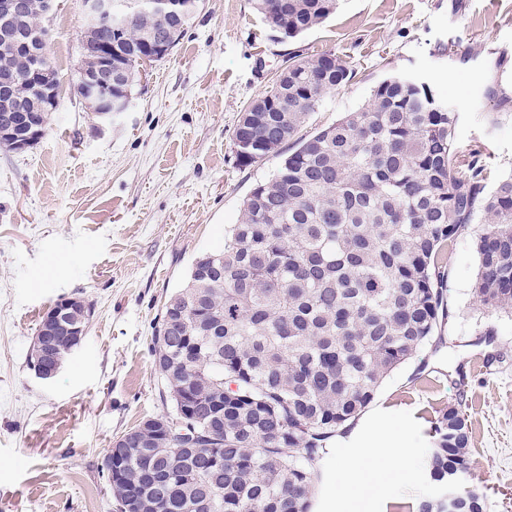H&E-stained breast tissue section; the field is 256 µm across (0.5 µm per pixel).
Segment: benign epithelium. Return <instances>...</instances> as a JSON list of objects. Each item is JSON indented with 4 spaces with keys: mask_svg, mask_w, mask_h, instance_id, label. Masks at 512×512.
I'll return each instance as SVG.
<instances>
[{
    "mask_svg": "<svg viewBox=\"0 0 512 512\" xmlns=\"http://www.w3.org/2000/svg\"><path fill=\"white\" fill-rule=\"evenodd\" d=\"M85 30L81 35V64L75 84L78 98L90 106L102 124L112 121V41L121 37L130 16L116 0H82ZM55 10V0H0V95L7 97L0 115V143L15 152L37 144L43 131L29 121L28 113L47 117L58 105L59 91L45 92L38 82L47 78L51 63L46 53L50 31L42 24ZM75 303L64 299L45 318L36 336V347L47 352L58 348V332L73 337L53 364L33 363L36 376L52 380L67 356L79 345L86 328L65 321Z\"/></svg>",
    "mask_w": 512,
    "mask_h": 512,
    "instance_id": "obj_1",
    "label": "benign epithelium"
}]
</instances>
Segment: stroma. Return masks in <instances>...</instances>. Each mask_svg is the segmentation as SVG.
I'll return each mask as SVG.
<instances>
[{"instance_id": "1", "label": "stroma", "mask_w": 512, "mask_h": 512, "mask_svg": "<svg viewBox=\"0 0 512 512\" xmlns=\"http://www.w3.org/2000/svg\"><path fill=\"white\" fill-rule=\"evenodd\" d=\"M46 25L58 107L33 148L0 149V512H117L104 458L120 436L171 410L155 329L195 257L223 246L245 197L276 166L238 165L233 134L286 54L332 52L356 71L300 136L402 73L455 109L459 154L479 151L498 177L512 173V58L495 54L512 44V0H337L293 39L271 31L253 0H199L178 45L105 125L74 92L80 0H57ZM478 265L470 228L448 259L447 318L330 440L310 512H417L440 492L426 459L440 411L455 403L472 428L464 489H479L485 512H512V315L477 301ZM64 298L84 300L92 316L46 382L30 352ZM382 428L406 439L400 473L366 452Z\"/></svg>"}]
</instances>
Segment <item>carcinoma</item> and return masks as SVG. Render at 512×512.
Segmentation results:
<instances>
[{
	"mask_svg": "<svg viewBox=\"0 0 512 512\" xmlns=\"http://www.w3.org/2000/svg\"><path fill=\"white\" fill-rule=\"evenodd\" d=\"M135 12L113 60L131 96L148 35L179 41L192 3L168 23L160 0ZM271 30L295 38L322 24L336 0H256ZM355 71L331 52L291 55L275 84L244 110L236 158L280 159L243 201L224 248L195 258L153 336L155 365L186 434L131 448L125 486L146 512H309L329 440L358 418L381 383L425 346L447 317L445 268L457 235L481 225L475 293L512 310V175L488 186L479 152L455 153L456 112L407 75L382 80L366 105L306 136L298 131ZM468 415L438 417L433 482L467 470ZM418 512H484L456 492Z\"/></svg>",
	"mask_w": 512,
	"mask_h": 512,
	"instance_id": "1",
	"label": "carcinoma"
}]
</instances>
